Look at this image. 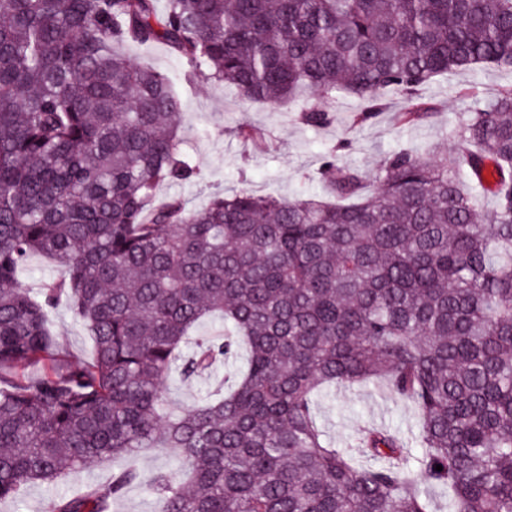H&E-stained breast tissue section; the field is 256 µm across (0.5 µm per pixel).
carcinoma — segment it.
<instances>
[{
  "label": "carcinoma",
  "mask_w": 512,
  "mask_h": 512,
  "mask_svg": "<svg viewBox=\"0 0 512 512\" xmlns=\"http://www.w3.org/2000/svg\"><path fill=\"white\" fill-rule=\"evenodd\" d=\"M133 43L246 102L352 97L357 124L395 93L408 128L436 114L417 98L435 78L512 68V0H0V500L123 457L48 508L111 512L150 448L179 463L154 479L157 512H437L432 488L445 512H512V86L475 97L453 131L461 156L399 149L367 177L331 156L330 202L241 189L190 210L156 198L194 169L170 78L120 52ZM237 135L264 148L247 122ZM464 165L491 177V214ZM35 254L65 272L32 293L17 275ZM61 305L91 360L62 355ZM210 317L225 334L185 355ZM241 344L223 395L168 410L171 374ZM356 385L408 402L411 439H330L316 399Z\"/></svg>",
  "instance_id": "obj_1"
}]
</instances>
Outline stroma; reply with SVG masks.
I'll return each instance as SVG.
<instances>
[{
  "label": "stroma",
  "instance_id": "stroma-1",
  "mask_svg": "<svg viewBox=\"0 0 512 512\" xmlns=\"http://www.w3.org/2000/svg\"><path fill=\"white\" fill-rule=\"evenodd\" d=\"M127 53L135 63L167 73L181 101L180 149L194 166L195 174L182 183L162 184L157 195L181 196L191 209L204 207L214 194H228L244 187L279 199L321 194L319 167L331 153L338 165L368 174L383 155L396 149L455 150L457 143L450 130L459 115L474 105L468 88L478 87L481 96L489 99L498 89L512 84V70L502 68L436 78L422 95L438 106L439 113L432 121L411 128L397 127L393 121V113L405 105L400 96H389L387 111L361 126L352 123L358 103L339 96L324 102L334 115L332 123L312 129L299 120L298 105L273 109L262 103L241 101L232 89L194 70L186 59L171 55L164 46L131 47ZM243 122L264 130L266 143L262 151H252L237 137L235 129ZM50 326L67 359H91L92 343L69 308L62 306L54 311ZM245 362L246 357L241 354L219 365L211 375L188 381L172 375L167 382L170 397L183 406L195 404L213 393L234 370L243 368ZM317 405L320 425L339 444L363 426H385L407 436L415 427L406 402L370 386L337 388L336 392L319 397ZM138 467L139 481L114 504L112 512H156L153 480L158 473L177 470L175 461L156 453L143 454ZM110 474V468L93 466L69 474L56 485H31L21 500H1L0 512H47L54 499L76 487L104 482Z\"/></svg>",
  "mask_w": 512,
  "mask_h": 512
}]
</instances>
